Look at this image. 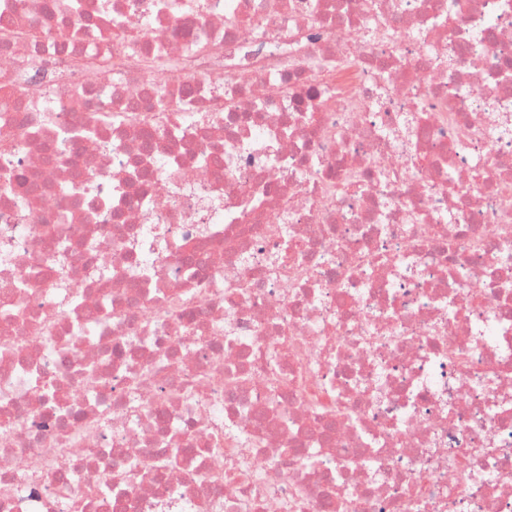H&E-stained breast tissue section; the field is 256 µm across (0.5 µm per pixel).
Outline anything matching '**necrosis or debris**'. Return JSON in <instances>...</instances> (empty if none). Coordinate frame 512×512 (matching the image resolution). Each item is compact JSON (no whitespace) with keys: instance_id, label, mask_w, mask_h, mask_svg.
Returning <instances> with one entry per match:
<instances>
[{"instance_id":"4bbe7bcc","label":"necrosis or debris","mask_w":512,"mask_h":512,"mask_svg":"<svg viewBox=\"0 0 512 512\" xmlns=\"http://www.w3.org/2000/svg\"><path fill=\"white\" fill-rule=\"evenodd\" d=\"M0 26V512H512V0Z\"/></svg>"}]
</instances>
